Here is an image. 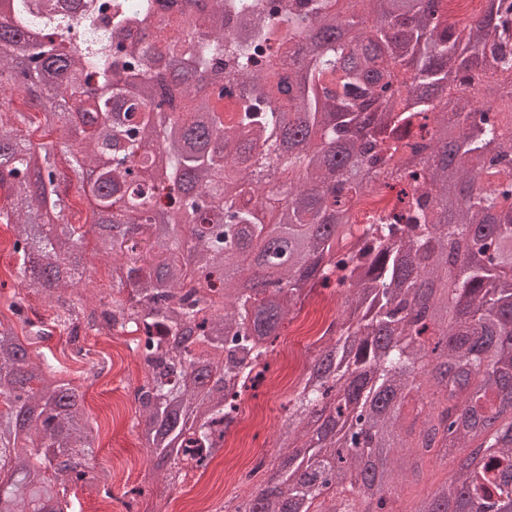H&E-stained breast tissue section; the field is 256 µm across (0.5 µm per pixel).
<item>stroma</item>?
<instances>
[{"label":"stroma","instance_id":"1","mask_svg":"<svg viewBox=\"0 0 512 512\" xmlns=\"http://www.w3.org/2000/svg\"><path fill=\"white\" fill-rule=\"evenodd\" d=\"M14 231L0 224V314L9 315L14 301L24 304L25 323L17 325L19 336L33 328L54 326L49 300L31 288L21 286L14 272L18 257L12 250ZM84 274L78 293L89 307L112 299V263L102 257L94 235L83 243ZM329 307L322 297H314L299 319L284 326L274 344L280 372L279 394L266 395L252 390L243 398L248 411L239 415L223 448L216 453L201 476L166 483L152 471L150 453L138 439V407L129 394L142 382L143 364L130 348L131 337L108 330L84 328L79 343H72L67 330L54 326L53 335L34 339L32 353L59 363L69 379L85 391L82 409L94 437L93 463L100 488L69 486L68 497L75 512H126L124 493L133 486L143 487L135 512H219L225 502L240 495L232 475L248 466L254 450L256 428H263L269 451H276L278 429L287 417L288 390L294 386L304 364L311 357L308 345L316 338Z\"/></svg>","mask_w":512,"mask_h":512}]
</instances>
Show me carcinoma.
<instances>
[{
    "label": "carcinoma",
    "instance_id": "cac0c4a2",
    "mask_svg": "<svg viewBox=\"0 0 512 512\" xmlns=\"http://www.w3.org/2000/svg\"><path fill=\"white\" fill-rule=\"evenodd\" d=\"M0 0V224L16 277L78 339L131 334L154 469L207 468L277 331L318 288L340 299L288 394L280 454L231 512H512V0ZM238 87L224 96V82ZM213 97L198 98L199 86ZM118 266L100 315L66 297L82 227ZM397 189L360 220L366 191ZM266 258L245 292L228 261ZM0 320V456L29 498L98 487L80 394ZM419 409L410 425L412 390ZM428 461L452 474L402 500Z\"/></svg>",
    "mask_w": 512,
    "mask_h": 512
}]
</instances>
